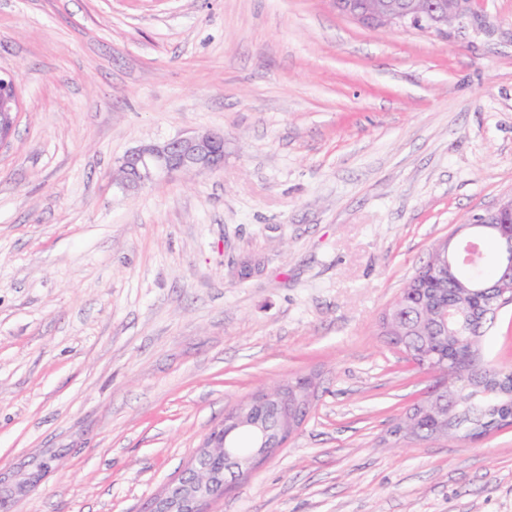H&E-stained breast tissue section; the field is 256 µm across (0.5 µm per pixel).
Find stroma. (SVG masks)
Wrapping results in <instances>:
<instances>
[{"label":"stroma","instance_id":"35a3bbf8","mask_svg":"<svg viewBox=\"0 0 512 512\" xmlns=\"http://www.w3.org/2000/svg\"><path fill=\"white\" fill-rule=\"evenodd\" d=\"M9 512H143L239 403L311 375L285 448L211 512H512V428L391 447L433 383L378 330L432 249L512 196V0L448 33L331 0H0ZM220 130L223 169L112 183ZM253 273L244 278L242 266ZM3 76L7 79L2 78V73L0 74V146L10 140V130L15 124L16 113L22 108L16 75L6 72ZM8 104L11 106L5 108ZM1 128H3V137Z\"/></svg>","mask_w":512,"mask_h":512}]
</instances>
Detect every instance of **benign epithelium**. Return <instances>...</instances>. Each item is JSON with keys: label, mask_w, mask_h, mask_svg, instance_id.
Here are the masks:
<instances>
[{"label": "benign epithelium", "mask_w": 512, "mask_h": 512, "mask_svg": "<svg viewBox=\"0 0 512 512\" xmlns=\"http://www.w3.org/2000/svg\"><path fill=\"white\" fill-rule=\"evenodd\" d=\"M337 11L365 26L412 27L443 32L460 27L470 17V0H332ZM22 102L17 77H0V145L10 140V130ZM224 166V133L178 136L150 141L125 154L118 161L120 185L135 189L153 182L161 174L211 172ZM490 224L502 240L498 262L504 279L512 280V196L486 210L475 223L463 224L457 238L455 259L461 247L469 255L478 252L480 241L473 237L475 224ZM432 325L446 329L461 309L433 307ZM313 383L303 387L285 381L240 404L224 417V423L209 432L191 463L172 477L163 491L152 498L143 512H209L238 480L255 472L283 448L305 419L311 405ZM247 431L256 446L240 452L231 443L234 434Z\"/></svg>", "instance_id": "7a95c632"}]
</instances>
